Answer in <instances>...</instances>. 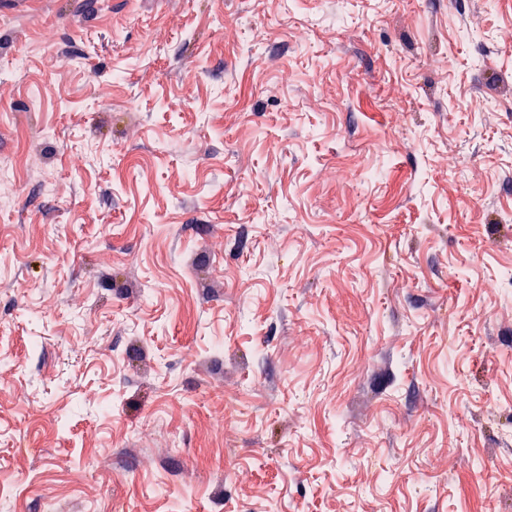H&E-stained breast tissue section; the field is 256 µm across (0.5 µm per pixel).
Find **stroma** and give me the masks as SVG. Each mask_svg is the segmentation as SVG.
I'll use <instances>...</instances> for the list:
<instances>
[{
  "label": "stroma",
  "mask_w": 512,
  "mask_h": 512,
  "mask_svg": "<svg viewBox=\"0 0 512 512\" xmlns=\"http://www.w3.org/2000/svg\"><path fill=\"white\" fill-rule=\"evenodd\" d=\"M1 161L0 512H512V0H0Z\"/></svg>",
  "instance_id": "35a3bbf8"
}]
</instances>
